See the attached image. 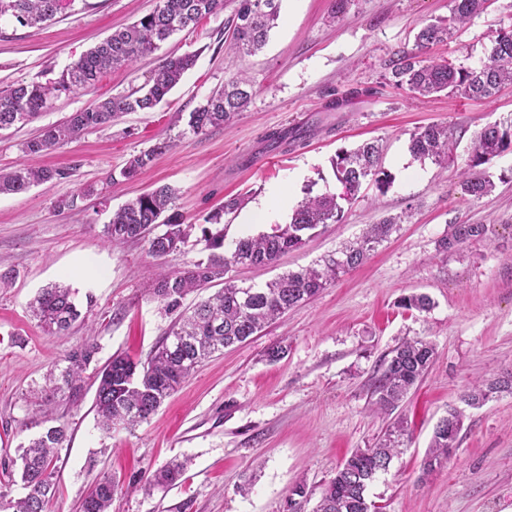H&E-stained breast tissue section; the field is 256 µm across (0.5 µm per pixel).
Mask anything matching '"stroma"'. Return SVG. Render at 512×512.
<instances>
[{"instance_id":"obj_1","label":"stroma","mask_w":512,"mask_h":512,"mask_svg":"<svg viewBox=\"0 0 512 512\" xmlns=\"http://www.w3.org/2000/svg\"><path fill=\"white\" fill-rule=\"evenodd\" d=\"M511 0H492L434 52L469 68L488 60L499 29L512 26ZM157 0H75L66 15L42 28L0 24V86L47 82L113 31L154 9ZM237 5L181 32L132 70L108 71L94 91L61 97L33 121L0 133V170L18 159L21 142L87 108L96 99L140 89L159 59L196 54L166 99L149 112H132L112 126L37 157L69 170V178L0 196V466L31 435V416L65 423L68 442L55 463L59 492L47 512H79L94 482L112 476V512H287L289 489L305 483L303 512H314L324 485L354 449L367 448L390 423L370 409L371 384L382 361L403 341L422 339L433 363L398 411L408 432L388 472L371 484L383 512H512V394L481 407H463L461 393L483 380L512 375V150L486 164L493 190L467 195L461 172L475 132L512 118V85L491 101L444 93L417 99L390 79L393 54L412 49L426 22L448 18L452 0H353L343 18L327 19L331 0H282L280 18L261 53L230 46L227 25ZM255 93L224 127L188 133L189 112L237 71ZM344 105L329 109L331 99ZM429 124L448 126L458 146L454 165L441 169L414 160L410 136ZM308 127L302 143L270 149L271 133ZM173 147L135 179L121 178L128 160L162 139ZM375 139L392 183L386 192L364 185L345 204L342 223L329 224L276 266L235 267L231 279L261 285L286 270L312 266L355 241L365 225L409 212L390 239L358 269L290 309L246 343L202 364L134 430L104 435L86 379L76 405L37 410L33 392L73 347L97 344V366L113 356L146 360L177 319L152 287L161 268L206 258L200 233L166 259L144 242L112 249L103 228L113 210L157 186L177 189L174 211L200 224L226 199L245 205L225 215L227 239L262 232L247 216L273 203L268 222L284 224L307 189L340 192L332 160L343 148ZM80 195L77 209L58 200ZM452 224H484L487 238L441 252ZM70 283L84 304V322L55 336L29 312L38 291ZM425 293L434 306L400 307L402 296ZM93 306H86V299ZM281 346L280 360L266 356ZM464 410L459 446L431 474L422 463L437 421ZM173 460L186 468L177 485L145 492L142 484Z\"/></svg>"}]
</instances>
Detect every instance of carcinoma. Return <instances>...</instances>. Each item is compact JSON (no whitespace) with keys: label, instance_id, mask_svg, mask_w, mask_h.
Masks as SVG:
<instances>
[{"label":"carcinoma","instance_id":"1","mask_svg":"<svg viewBox=\"0 0 512 512\" xmlns=\"http://www.w3.org/2000/svg\"><path fill=\"white\" fill-rule=\"evenodd\" d=\"M75 0H0V21L9 20L22 27H39L55 19ZM487 0H453L451 15L424 25L415 36V50H402L389 65L395 85L407 86L418 96L446 92L465 99L492 97L504 83L512 82V30L501 29L492 41L488 62L464 68L449 58H431L428 50L443 42L453 31L467 24L486 8ZM225 0H158L155 8L132 25L116 31L75 60L61 75L47 83L19 80L0 91V131L24 124L49 109L53 100L65 95L93 90L100 77L120 66H133L153 54L173 34L192 32L208 16L224 10ZM281 0H238L230 27L232 46L237 51L254 54L260 51L277 24ZM195 62L185 54L161 59L138 96L117 94L95 101L94 105L71 113L65 120L45 127L39 136L24 142L25 157L40 156L67 144L84 131L109 126L128 112H150L180 82ZM253 95V85L239 73L213 91L206 103L189 113L187 126L194 135L204 134L224 124L241 111ZM171 141L163 140L147 151L133 156L121 171L126 179L136 177L150 166L157 155L168 151ZM456 143L448 128L429 125L411 134L409 151L417 161L430 160L446 168L455 161ZM512 150V120L481 128L474 136L469 167L489 163ZM336 180L343 186L340 194L325 191L307 195L293 210L287 224H274L270 230L224 243L222 214H231L244 204V198L224 202V213L215 212L196 226L185 224L168 214L176 192L160 185L128 201L112 214L103 235L110 245L121 246L144 240L156 258H165L190 238L195 228L212 249L205 260L164 272L156 280L153 294L168 312L179 311L185 297L215 282L224 288L192 307L180 311L171 335L164 338L147 364L116 356L96 372L94 410L100 429L110 435L117 428L132 429L147 421L182 382L206 359L224 349L247 342L288 310L317 295L328 283L350 272L369 258L402 223V216H392L370 224L362 236L328 255L322 262L298 270H288L262 286L239 285L227 273L241 265L270 267L280 257L303 246L305 239L325 224H338L344 217L341 201L355 198L363 183L374 182L383 192L391 176L382 168L381 148L376 140H367L333 160ZM68 177L64 169L20 163L9 172L0 173V194H21L32 186ZM470 196L480 198L493 188V182L479 172L463 181ZM159 226L164 230L157 233ZM485 224H452L438 241L439 249L448 251L487 236ZM71 288L54 284L42 289L30 303L32 316L49 333L66 335L80 320L82 312ZM401 307L427 312L433 307L426 294H413L401 300ZM97 353L94 344L70 350L63 364L50 369L39 389L40 402L49 406L57 402L75 404L84 392V372ZM434 355L432 346L423 341L405 342L393 351L372 388V405L378 410L393 411L405 395L422 381ZM512 392V378L485 387L473 386L461 396L468 406H479L496 392ZM463 414L456 408L440 418L423 460L422 474L441 466L457 447ZM407 418L398 416L370 448H358L341 462L322 491L316 512H382L370 500L367 488L380 473L388 471L399 437L407 429ZM67 439L65 424L43 428L28 444L17 449L18 472L8 473V482H0V512H45L55 496L57 480L54 460ZM184 473L183 463L173 460L148 476L144 488H170ZM19 475L25 495L10 498L13 475ZM116 485L112 478L101 477L81 503L82 512H110Z\"/></svg>","mask_w":512,"mask_h":512}]
</instances>
